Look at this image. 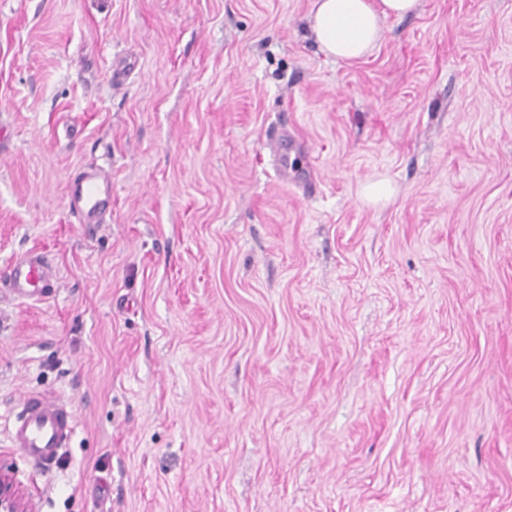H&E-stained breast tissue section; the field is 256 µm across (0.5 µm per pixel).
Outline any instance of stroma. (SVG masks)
<instances>
[{
	"label": "stroma",
	"instance_id": "stroma-1",
	"mask_svg": "<svg viewBox=\"0 0 512 512\" xmlns=\"http://www.w3.org/2000/svg\"><path fill=\"white\" fill-rule=\"evenodd\" d=\"M312 3L0 0V271L58 288L0 296V430L75 417L49 471L0 433L38 512H512V0L352 63ZM111 197L112 179L103 169H89L69 183V207L80 224H100L99 216L107 209ZM57 278L52 266L39 252H28L8 268L5 284L9 291L21 300H42L55 292ZM8 425L7 437L26 461L42 468L55 464L74 434V414L60 397L25 394Z\"/></svg>",
	"mask_w": 512,
	"mask_h": 512
}]
</instances>
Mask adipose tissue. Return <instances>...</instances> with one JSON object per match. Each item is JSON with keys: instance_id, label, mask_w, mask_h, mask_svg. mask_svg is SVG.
I'll return each instance as SVG.
<instances>
[{"instance_id": "obj_1", "label": "adipose tissue", "mask_w": 512, "mask_h": 512, "mask_svg": "<svg viewBox=\"0 0 512 512\" xmlns=\"http://www.w3.org/2000/svg\"><path fill=\"white\" fill-rule=\"evenodd\" d=\"M419 5L420 0H315L310 30L325 55L351 63L376 47L382 20L412 14Z\"/></svg>"}]
</instances>
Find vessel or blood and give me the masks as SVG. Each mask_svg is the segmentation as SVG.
Listing matches in <instances>:
<instances>
[{"mask_svg":"<svg viewBox=\"0 0 512 512\" xmlns=\"http://www.w3.org/2000/svg\"><path fill=\"white\" fill-rule=\"evenodd\" d=\"M112 197V179L103 169H90L70 181L69 207L81 223H98ZM57 278L52 266L41 253L28 252L8 268L5 284L21 300H40L55 291ZM74 434V414L57 397L26 394L20 399V409L13 415L7 437L19 448L26 461L48 468L55 464L61 450L67 448Z\"/></svg>","mask_w":512,"mask_h":512,"instance_id":"obj_1","label":"vessel or blood"}]
</instances>
